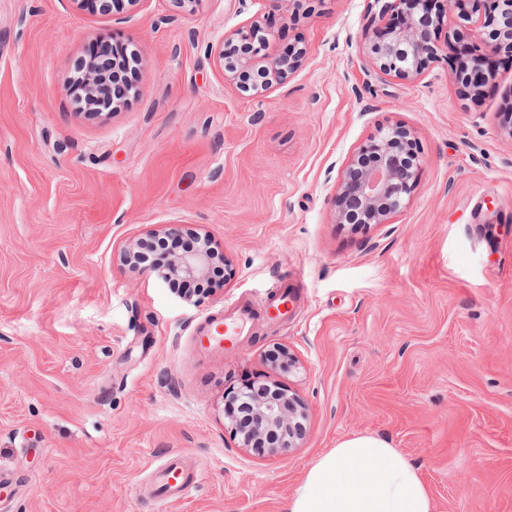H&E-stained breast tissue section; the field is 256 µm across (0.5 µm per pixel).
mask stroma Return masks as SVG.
Returning a JSON list of instances; mask_svg holds the SVG:
<instances>
[{
  "label": "stroma",
  "mask_w": 512,
  "mask_h": 512,
  "mask_svg": "<svg viewBox=\"0 0 512 512\" xmlns=\"http://www.w3.org/2000/svg\"><path fill=\"white\" fill-rule=\"evenodd\" d=\"M373 0H292L274 45L301 67L239 92L217 57L263 0H0V512H284L310 466L354 435L414 463L434 512H512V69L463 99L447 62L378 76ZM139 55L138 95L79 108L73 61L104 39ZM411 129L418 185L389 223H337L352 154ZM209 236L224 277L182 299L124 249ZM298 301L271 322L282 283ZM253 304L234 350L202 342ZM279 380L305 404L298 447H239L224 391ZM196 480L174 500L152 471Z\"/></svg>",
  "instance_id": "stroma-1"
}]
</instances>
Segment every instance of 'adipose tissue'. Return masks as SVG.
<instances>
[{
	"label": "adipose tissue",
	"mask_w": 512,
	"mask_h": 512,
	"mask_svg": "<svg viewBox=\"0 0 512 512\" xmlns=\"http://www.w3.org/2000/svg\"><path fill=\"white\" fill-rule=\"evenodd\" d=\"M286 512H433L418 469L388 441L355 435L320 456Z\"/></svg>",
	"instance_id": "ef3b65f1"
}]
</instances>
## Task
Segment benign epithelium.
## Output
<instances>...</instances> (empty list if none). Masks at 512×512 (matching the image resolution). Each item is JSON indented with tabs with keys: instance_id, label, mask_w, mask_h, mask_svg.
I'll list each match as a JSON object with an SVG mask.
<instances>
[{
	"instance_id": "benign-epithelium-1",
	"label": "benign epithelium",
	"mask_w": 512,
	"mask_h": 512,
	"mask_svg": "<svg viewBox=\"0 0 512 512\" xmlns=\"http://www.w3.org/2000/svg\"><path fill=\"white\" fill-rule=\"evenodd\" d=\"M382 3L378 21L383 26L366 38L367 62L375 73L416 80L438 61V35L444 16L439 0H374ZM471 10L461 9L459 26L471 27L475 44L460 46L450 66L451 78L464 98L482 95L497 64L512 65V0H470ZM487 14L490 29L474 20ZM306 48L290 46L280 54L271 49V33L257 21L227 36L219 51L224 78L242 93L267 91L296 71ZM421 157L411 132L402 126L378 129L367 144L349 159L334 198L339 224H387L404 209L421 170ZM218 253L209 239L194 251L183 252L166 263L150 264L141 271L169 281L181 276H204ZM224 411L238 405L244 417H229L230 432L240 445L275 456L298 447L304 438L306 413L294 394L276 381L255 387L232 388L224 395Z\"/></svg>"
}]
</instances>
